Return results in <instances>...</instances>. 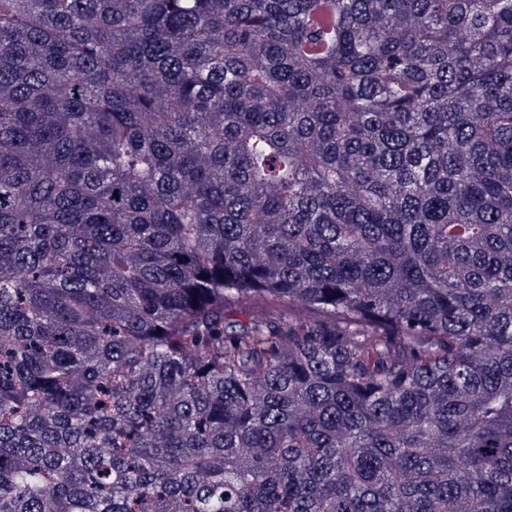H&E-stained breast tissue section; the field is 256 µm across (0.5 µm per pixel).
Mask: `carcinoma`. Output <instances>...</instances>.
Returning a JSON list of instances; mask_svg holds the SVG:
<instances>
[{"label": "carcinoma", "mask_w": 512, "mask_h": 512, "mask_svg": "<svg viewBox=\"0 0 512 512\" xmlns=\"http://www.w3.org/2000/svg\"><path fill=\"white\" fill-rule=\"evenodd\" d=\"M0 512H512V0H0ZM279 309L277 304L262 300L240 302L227 307L226 319L230 326H236L240 323H247L250 317L256 312L263 311L267 312L268 316H275Z\"/></svg>", "instance_id": "carcinoma-1"}]
</instances>
